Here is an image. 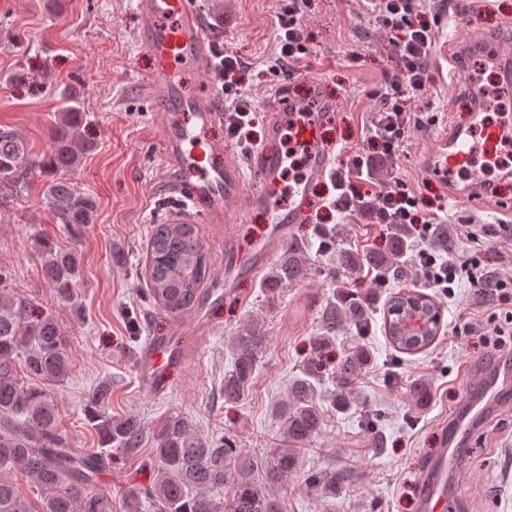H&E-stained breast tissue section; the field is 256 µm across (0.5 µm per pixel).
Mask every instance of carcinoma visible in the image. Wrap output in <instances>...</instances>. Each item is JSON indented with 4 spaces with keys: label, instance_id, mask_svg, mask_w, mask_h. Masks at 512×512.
<instances>
[{
    "label": "carcinoma",
    "instance_id": "1",
    "mask_svg": "<svg viewBox=\"0 0 512 512\" xmlns=\"http://www.w3.org/2000/svg\"><path fill=\"white\" fill-rule=\"evenodd\" d=\"M75 99L64 100L62 118L49 131L52 149L46 157H34L27 142L14 131L0 129V187L17 186L32 172L50 176L45 204L53 223L75 230L94 223V203L66 177L79 156L94 149L82 139L81 112ZM413 233L406 224H389L384 248H337L332 259L315 265L303 244L288 241L266 273L262 288L273 303L285 287L307 283L319 273L340 278L366 270L390 284L403 275V258L412 248ZM42 275L56 293L72 295L79 273L78 256L42 242ZM208 259L195 224L153 225L148 242V300L166 312L178 314L194 305L198 286L208 277ZM376 289L338 288L326 299L320 313L319 333L310 338V349L300 374L288 387V395L274 411L281 445L266 457V476L279 482L298 472L300 453L323 432L326 411L320 404L319 385L326 367L324 357L331 341L348 333L351 345L336 359L335 412L357 405L358 377L372 363V354L361 342L372 328V312L380 301ZM428 309L429 329L412 335L401 326L399 309L411 300ZM441 307L429 295L414 290L386 293L383 329L387 340L401 353L428 348L440 328ZM268 336L258 324L236 332L227 346L232 365L224 372V403L237 404L252 388ZM21 359L24 375L15 369ZM70 362L58 322L38 313L28 298L9 289L0 290V512H112V498L95 490L111 455H130L140 447L144 424L136 415L114 418L108 413L112 385L100 384L86 404L88 422L110 454L70 448L58 433L59 412L49 385L65 377ZM407 394L418 408L431 399L430 386L414 382ZM154 463L158 477L147 485L125 490V512H282L281 502L259 482L258 462L231 438H205L193 421L180 413L165 417L153 431ZM40 490L38 506L23 495L11 473ZM350 474L326 470L306 474L303 484L332 497Z\"/></svg>",
    "mask_w": 512,
    "mask_h": 512
}]
</instances>
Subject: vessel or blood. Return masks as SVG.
Segmentation results:
<instances>
[{"instance_id": "b4317fda", "label": "vessel or blood", "mask_w": 512, "mask_h": 512, "mask_svg": "<svg viewBox=\"0 0 512 512\" xmlns=\"http://www.w3.org/2000/svg\"><path fill=\"white\" fill-rule=\"evenodd\" d=\"M144 19L140 40L154 63L151 89L168 115L166 127L169 159L177 166L181 179L168 189L181 201L169 213L173 224H192L196 217L188 203L197 198L211 204L210 220L222 222L229 204L242 202L247 207H266L272 213L273 227L261 244L268 253L284 241L288 225L305 221L318 199L313 189L330 176L332 158L322 130L334 119L332 102L320 91L319 81H311L307 94L270 97L268 138L270 142L290 138L304 158V173L291 185H284L282 174L287 161L282 151L257 148L252 156V179H244L239 168L199 164L202 155L223 153L222 141L212 139L211 130L223 120L222 108L209 95L186 96L175 79L176 71L190 65L199 71L210 69L212 37L200 12L198 0H137ZM490 59L499 74V96L503 104L512 103V41L496 40L490 45ZM480 98H472L466 122L449 127L426 159V172L441 180L450 198L459 202L474 200L483 189L480 177L488 162L512 152V115L487 119ZM167 349L148 341L137 358L143 384L155 394L166 391ZM461 449L440 455L425 465L426 485L422 512H444L447 501L439 478L448 466H462Z\"/></svg>"}]
</instances>
